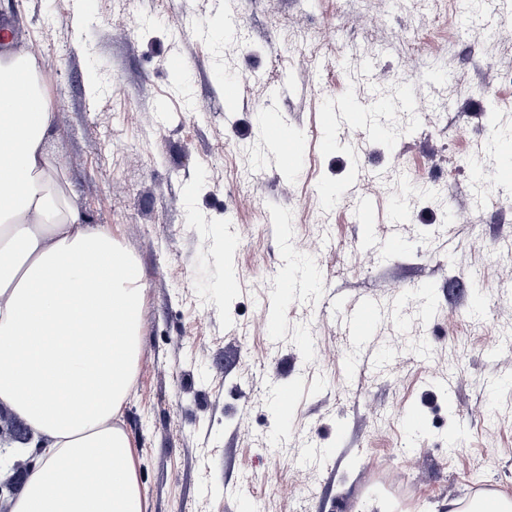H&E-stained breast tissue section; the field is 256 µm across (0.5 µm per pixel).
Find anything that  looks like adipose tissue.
Masks as SVG:
<instances>
[{
	"label": "adipose tissue",
	"instance_id": "ef3b65f1",
	"mask_svg": "<svg viewBox=\"0 0 512 512\" xmlns=\"http://www.w3.org/2000/svg\"><path fill=\"white\" fill-rule=\"evenodd\" d=\"M26 81L35 120L14 109ZM55 115L31 57L0 52V407L41 442L11 512H146L117 416L143 341L135 259L49 190Z\"/></svg>",
	"mask_w": 512,
	"mask_h": 512
}]
</instances>
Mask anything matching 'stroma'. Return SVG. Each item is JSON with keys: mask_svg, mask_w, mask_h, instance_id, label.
I'll use <instances>...</instances> for the list:
<instances>
[{"mask_svg": "<svg viewBox=\"0 0 512 512\" xmlns=\"http://www.w3.org/2000/svg\"><path fill=\"white\" fill-rule=\"evenodd\" d=\"M508 21L512 0L476 17L453 0H0V28L48 60L58 182L143 274L122 420L147 512L512 497V361L488 349L512 340V184L478 208L471 174L512 158ZM228 78L241 83L231 110ZM337 96L399 135L326 127ZM267 115L300 142L297 169L261 137ZM248 174L252 195H236ZM432 180L441 196L414 192ZM363 195L368 226L354 217ZM463 211L474 225L450 223ZM369 300L382 316L357 342L336 307ZM327 347L339 358L320 361ZM414 408L418 430L403 421Z\"/></svg>", "mask_w": 512, "mask_h": 512, "instance_id": "35a3bbf8", "label": "stroma"}]
</instances>
